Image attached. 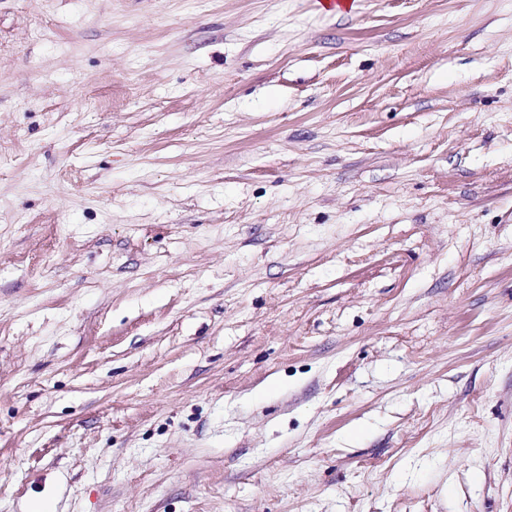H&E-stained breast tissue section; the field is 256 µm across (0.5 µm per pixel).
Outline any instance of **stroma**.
Returning a JSON list of instances; mask_svg holds the SVG:
<instances>
[{"label": "stroma", "instance_id": "35a3bbf8", "mask_svg": "<svg viewBox=\"0 0 512 512\" xmlns=\"http://www.w3.org/2000/svg\"><path fill=\"white\" fill-rule=\"evenodd\" d=\"M0 512H512V0H0Z\"/></svg>", "mask_w": 512, "mask_h": 512}]
</instances>
